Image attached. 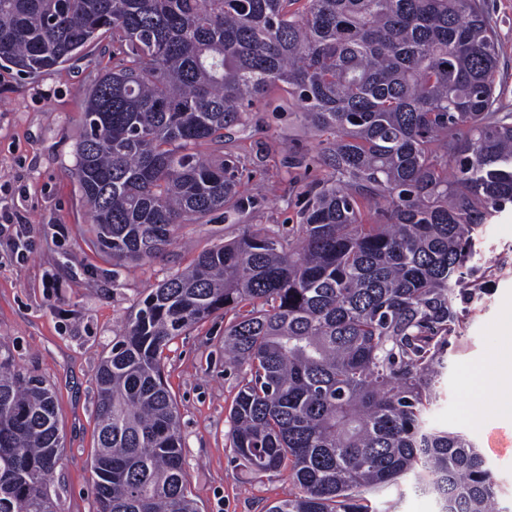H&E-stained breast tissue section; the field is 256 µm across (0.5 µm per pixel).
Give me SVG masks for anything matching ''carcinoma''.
Listing matches in <instances>:
<instances>
[{
	"label": "carcinoma",
	"instance_id": "obj_1",
	"mask_svg": "<svg viewBox=\"0 0 512 512\" xmlns=\"http://www.w3.org/2000/svg\"><path fill=\"white\" fill-rule=\"evenodd\" d=\"M486 0H0V57L39 76L112 34L74 174L90 244L153 262L184 224L249 202L224 152L256 103L288 92L326 168L298 235L205 249L137 304L95 381V512H197L164 349L214 314L248 381L234 460L287 468L267 512H373L413 475L440 512H501L465 436L428 430L473 233L512 203V112L495 109ZM217 152L206 157L200 148ZM248 305L250 310L239 313ZM55 392L0 350V512H60Z\"/></svg>",
	"mask_w": 512,
	"mask_h": 512
}]
</instances>
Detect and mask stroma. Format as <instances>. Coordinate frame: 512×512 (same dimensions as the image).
I'll use <instances>...</instances> for the list:
<instances>
[{"label": "stroma", "instance_id": "35a3bbf8", "mask_svg": "<svg viewBox=\"0 0 512 512\" xmlns=\"http://www.w3.org/2000/svg\"><path fill=\"white\" fill-rule=\"evenodd\" d=\"M487 2L497 32L496 87L512 112V0ZM111 67L108 37L37 78L0 60V224L11 226L0 235V343L21 371L55 388L65 452L53 485L62 512L93 510L88 462L97 446L95 373L136 304L199 252L240 237L247 226L294 239L304 185L324 173L316 166L300 178L289 167L291 157L310 151L316 140L288 109L287 94L276 92L234 135L237 153L247 158L239 190L253 207L184 225L164 257L113 272L111 260L86 242L91 214L73 174L85 93ZM466 272L481 288L455 301L460 329L449 339L441 397L426 419L431 428L466 435L482 451L499 506L512 512V452L486 448L488 433L504 423L477 411L495 389L464 383L506 346L499 325L512 300V204L479 230ZM226 322L217 315L170 344L164 377L179 413L187 489L199 512H265L296 487L287 471L256 474L234 460L229 413L245 372L224 355ZM369 499L375 512L439 510L436 495L416 491L410 477Z\"/></svg>", "mask_w": 512, "mask_h": 512}]
</instances>
